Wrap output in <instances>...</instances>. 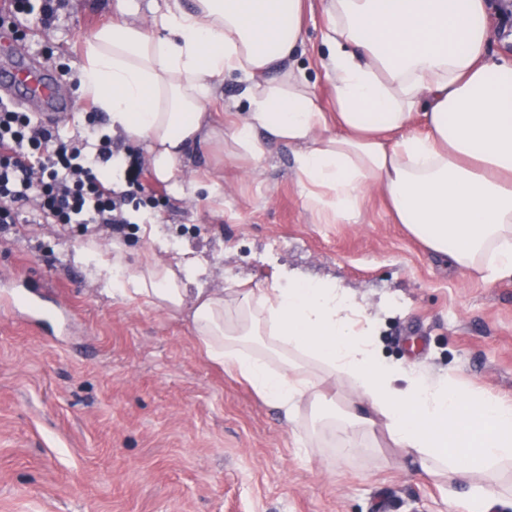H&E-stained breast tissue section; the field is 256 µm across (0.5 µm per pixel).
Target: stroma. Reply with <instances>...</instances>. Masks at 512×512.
<instances>
[{
    "mask_svg": "<svg viewBox=\"0 0 512 512\" xmlns=\"http://www.w3.org/2000/svg\"><path fill=\"white\" fill-rule=\"evenodd\" d=\"M127 10L151 20L148 0H71L54 27L0 38L1 60L20 45L59 76L72 101L63 136L109 132L77 65L84 37ZM324 24L320 0H306L296 64L329 109ZM182 178L220 183L221 194L184 198L144 169L156 195L129 203L117 238L129 269L149 253L174 257L137 225L151 212L203 265L197 287H263L283 269L334 281L375 319L383 361L512 402L511 277L488 282L431 251L394 223L376 188L358 216L319 217L285 144L256 169L201 148ZM112 243L79 224L30 220L0 237V512H467L384 433L343 454L314 432L309 402L285 415L209 360L188 320L112 296L76 259L90 244L110 255ZM19 292L58 319L15 310Z\"/></svg>",
    "mask_w": 512,
    "mask_h": 512,
    "instance_id": "1",
    "label": "stroma"
}]
</instances>
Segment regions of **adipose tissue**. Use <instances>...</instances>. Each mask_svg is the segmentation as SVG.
<instances>
[{"label": "adipose tissue", "mask_w": 512, "mask_h": 512, "mask_svg": "<svg viewBox=\"0 0 512 512\" xmlns=\"http://www.w3.org/2000/svg\"><path fill=\"white\" fill-rule=\"evenodd\" d=\"M322 12L332 112L291 65L304 0H190L148 25L112 21L84 41L80 91L175 190L197 146L258 166L285 142L312 208L349 216L380 187L430 250L512 277V61L487 54L486 0H322ZM228 76L243 78L248 109L223 127L207 105ZM81 260L113 294L187 317L210 360L286 413L306 399L332 407L321 424L340 435L382 426L425 473L446 465L471 512L512 497V403L383 362L372 321L335 282L285 270L267 288L192 290L190 265L148 256L131 272L117 241Z\"/></svg>", "instance_id": "adipose-tissue-1"}]
</instances>
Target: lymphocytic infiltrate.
<instances>
[{
	"label": "lymphocytic infiltrate",
	"instance_id": "lymphocytic-infiltrate-1",
	"mask_svg": "<svg viewBox=\"0 0 512 512\" xmlns=\"http://www.w3.org/2000/svg\"><path fill=\"white\" fill-rule=\"evenodd\" d=\"M67 0H0V27L19 31L36 19L50 26ZM121 151L111 136L62 138L53 127L0 101V223L26 213L46 224H97L109 234L127 222L128 193L144 192L139 158L124 157L127 192H116L95 174Z\"/></svg>",
	"mask_w": 512,
	"mask_h": 512
}]
</instances>
